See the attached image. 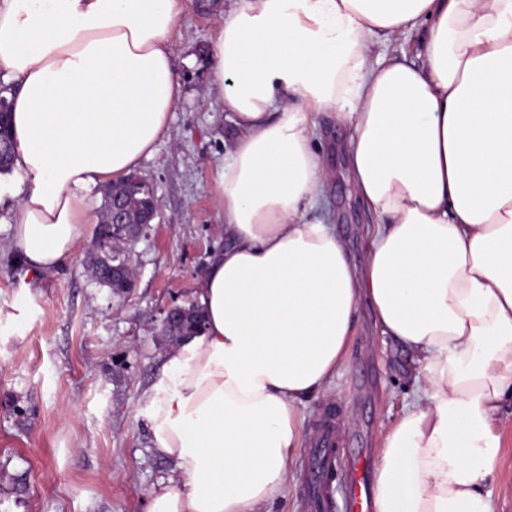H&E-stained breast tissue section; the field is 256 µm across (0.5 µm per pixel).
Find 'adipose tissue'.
<instances>
[{
    "mask_svg": "<svg viewBox=\"0 0 512 512\" xmlns=\"http://www.w3.org/2000/svg\"><path fill=\"white\" fill-rule=\"evenodd\" d=\"M184 8L0 0L22 176L8 248L32 273L71 254L91 188L168 137ZM417 28L416 60L375 55ZM208 62L237 130L216 173L226 244L195 290L204 331L146 394L171 475L145 512H271L364 305L409 352L416 388L383 437L374 512H495L512 399V0H229ZM321 112L350 129L346 178L377 218L359 261L313 213L334 177Z\"/></svg>",
    "mask_w": 512,
    "mask_h": 512,
    "instance_id": "adipose-tissue-1",
    "label": "adipose tissue"
}]
</instances>
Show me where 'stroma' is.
Masks as SVG:
<instances>
[{"instance_id":"35a3bbf8","label":"stroma","mask_w":512,"mask_h":512,"mask_svg":"<svg viewBox=\"0 0 512 512\" xmlns=\"http://www.w3.org/2000/svg\"><path fill=\"white\" fill-rule=\"evenodd\" d=\"M225 0H186L176 28L174 66L183 98L168 138L137 174L153 184L157 218L135 245V286L125 296L94 284L86 270L105 185L87 199L92 221L59 270L33 279L5 249L0 230V512H144L149 492L170 474L149 441L145 392L178 338L163 335L169 307L192 304L210 255L224 245V218L213 201L214 179L234 135L224 102L207 86L206 58L215 11ZM325 214L354 258L373 213L345 179L343 152ZM407 356L379 336L368 309L338 395L305 411L289 492L273 512H310L305 490L312 452L329 411H337L340 462L358 448L378 459L383 434L412 397ZM493 488L496 512H512V406L504 405Z\"/></svg>"}]
</instances>
